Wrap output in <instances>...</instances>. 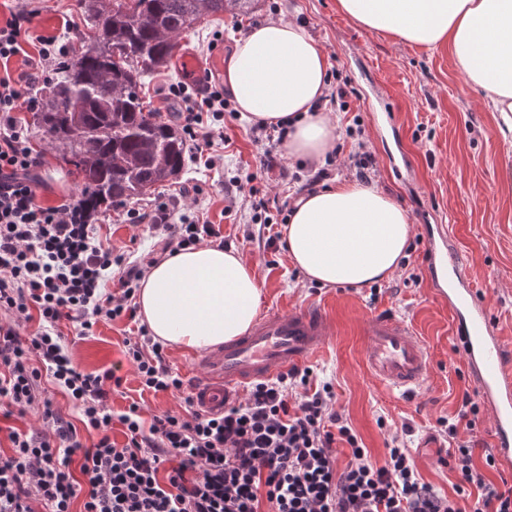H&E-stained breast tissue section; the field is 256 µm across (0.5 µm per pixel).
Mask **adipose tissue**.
<instances>
[{"mask_svg":"<svg viewBox=\"0 0 512 512\" xmlns=\"http://www.w3.org/2000/svg\"><path fill=\"white\" fill-rule=\"evenodd\" d=\"M359 26L412 45L449 46L512 132V0H338ZM327 57L303 27L270 19L238 38L224 83L253 123H287L290 155L317 159L334 127L318 107ZM285 257L321 284L365 285L394 272L410 236L409 216L374 186L344 182L303 196L287 224ZM261 288L230 249L201 244L164 257L140 283L138 311L155 339L201 350L244 335Z\"/></svg>","mask_w":512,"mask_h":512,"instance_id":"adipose-tissue-1","label":"adipose tissue"}]
</instances>
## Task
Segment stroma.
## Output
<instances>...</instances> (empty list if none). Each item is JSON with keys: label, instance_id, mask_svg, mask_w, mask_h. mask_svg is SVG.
Instances as JSON below:
<instances>
[{"label": "stroma", "instance_id": "obj_1", "mask_svg": "<svg viewBox=\"0 0 512 512\" xmlns=\"http://www.w3.org/2000/svg\"><path fill=\"white\" fill-rule=\"evenodd\" d=\"M37 14L31 41L0 66V75L18 76L36 56L37 36H55L74 45L89 38L79 0H35ZM270 18L303 25L327 52L330 74L345 82L347 109L331 113L335 127L332 150L319 159L285 156L290 171L307 174L329 168L331 181H353L358 153L374 158L371 183L392 197L409 215L412 232L406 255L388 279L364 287L313 284L284 258L285 243L260 247L261 225L251 223L249 205L225 213L224 196L234 176L255 175L257 185L287 197L298 192L278 170L259 171L262 149L252 140L251 124L240 112H224V162L215 168L184 164L181 171L125 205L101 208L94 223L101 239L132 260L160 251L158 233L132 224L127 212L145 205L180 200L179 216L193 218L203 208L219 225L227 246L238 252L257 278L261 310L288 311L308 305L323 308L336 322L330 342L309 366L314 382H330L336 408L347 418L373 459H381L387 442L410 425L407 444L423 481L443 495H453L456 475L438 462L443 446L437 421L456 418L464 396H475L454 351L451 315L433 297L424 255L423 224H444L448 242L462 256L472 286L488 305L501 336L512 343V137L504 136L497 113L481 90L458 68L450 48L422 49L394 36L369 31L353 23L337 0H251L248 10L205 16L179 38V58L144 78L146 105L156 120L176 125L177 104L169 96L173 85L197 93L195 82L181 69V56L210 59L220 50L231 53L235 41ZM31 147L43 157L38 172V199L55 205L79 191L83 177L65 164L60 152L43 136L30 112L20 113ZM377 314H392L412 323L431 361L427 381L413 395L398 394L375 383L362 363L364 324ZM140 318L105 321L92 335L76 338L69 324L60 330L73 362L81 370L99 371L122 363L124 341L135 336ZM123 365V363H122ZM123 382L108 405L124 411L141 401L145 417L180 408L171 395L144 392L134 371L123 365Z\"/></svg>", "mask_w": 512, "mask_h": 512}]
</instances>
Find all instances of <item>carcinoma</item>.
<instances>
[{"instance_id":"carcinoma-1","label":"carcinoma","mask_w":512,"mask_h":512,"mask_svg":"<svg viewBox=\"0 0 512 512\" xmlns=\"http://www.w3.org/2000/svg\"><path fill=\"white\" fill-rule=\"evenodd\" d=\"M200 2L137 0L131 11L125 0H112L100 13L81 0L94 35L72 49L46 85L36 119L62 160L83 174L82 200L91 211L122 205L183 167L182 138L146 111L141 87L144 75L177 55L186 29L224 12L225 0H207L204 11Z\"/></svg>"}]
</instances>
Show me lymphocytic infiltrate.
I'll use <instances>...</instances> for the list:
<instances>
[{"label": "lymphocytic infiltrate", "instance_id": "lymphocytic-infiltrate-1", "mask_svg": "<svg viewBox=\"0 0 512 512\" xmlns=\"http://www.w3.org/2000/svg\"><path fill=\"white\" fill-rule=\"evenodd\" d=\"M29 72L0 76V414H37L39 429L10 430L0 450V512H512V487L500 489L457 440V425L440 424L448 438L442 463L456 474L453 496L423 482L404 442L392 439L383 461H371L346 418L336 410L331 383L293 369L251 386L244 400L199 411L183 378L167 365L164 347L139 328L124 355L143 389L180 394L184 414L151 421L138 403L112 413L107 401L122 379L114 369L80 371L62 343L61 322L78 336L95 325L132 315V302L152 258L126 262L99 238V225L80 197L42 205L36 196L43 164L28 145L16 114L36 110V86L46 83L68 53L58 38L38 39ZM228 107L222 94L184 99L177 119L190 158L215 166L223 139L217 127ZM166 204L132 210L134 224L164 235L175 253L220 232L207 221L178 224ZM117 290H109V283ZM63 391L80 414L65 420L43 380ZM50 385V386H51ZM124 429L117 444L113 425Z\"/></svg>", "mask_w": 512, "mask_h": 512}]
</instances>
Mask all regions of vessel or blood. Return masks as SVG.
Segmentation results:
<instances>
[{"label":"vessel or blood","instance_id":"1","mask_svg":"<svg viewBox=\"0 0 512 512\" xmlns=\"http://www.w3.org/2000/svg\"><path fill=\"white\" fill-rule=\"evenodd\" d=\"M424 235L430 288L452 315L458 357L489 415L494 455L512 469V346L499 335L462 261L449 249L447 226H425ZM334 333L333 320L321 308L267 310L247 334L195 354L193 392L198 407L223 409L225 395L302 366ZM363 359L370 378L392 391H416L431 369L413 325L389 315L367 319Z\"/></svg>","mask_w":512,"mask_h":512}]
</instances>
